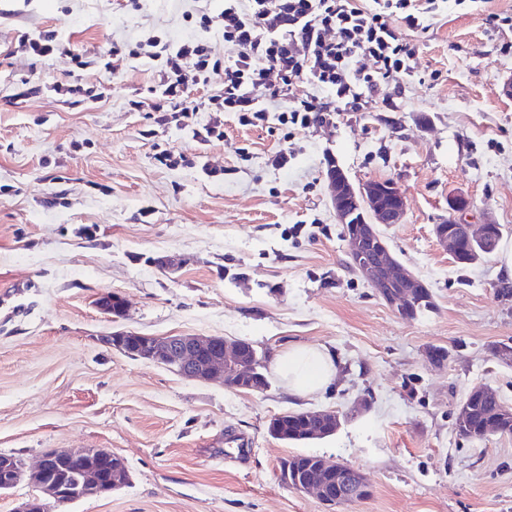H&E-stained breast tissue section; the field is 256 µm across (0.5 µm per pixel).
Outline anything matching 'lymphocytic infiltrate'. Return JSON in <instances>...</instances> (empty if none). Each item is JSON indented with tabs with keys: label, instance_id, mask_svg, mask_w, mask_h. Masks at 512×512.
Segmentation results:
<instances>
[{
	"label": "lymphocytic infiltrate",
	"instance_id": "1",
	"mask_svg": "<svg viewBox=\"0 0 512 512\" xmlns=\"http://www.w3.org/2000/svg\"><path fill=\"white\" fill-rule=\"evenodd\" d=\"M441 11L440 0H224L218 15L198 9L188 38L145 36L113 49L103 67L115 72L126 59L150 60L158 80L148 96L130 100L131 109L192 127L206 145L223 139V124L216 118L195 127L185 104L191 89L211 88L203 109L235 113L244 125L266 121L268 102L291 95L278 120L306 127L340 105L359 110L363 93L412 79L415 47L404 33L428 31ZM217 30L233 50L224 60L209 47ZM363 58L371 68L360 67ZM301 83L307 91L294 94Z\"/></svg>",
	"mask_w": 512,
	"mask_h": 512
}]
</instances>
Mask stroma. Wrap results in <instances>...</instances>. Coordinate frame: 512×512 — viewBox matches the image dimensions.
<instances>
[{
    "mask_svg": "<svg viewBox=\"0 0 512 512\" xmlns=\"http://www.w3.org/2000/svg\"><path fill=\"white\" fill-rule=\"evenodd\" d=\"M197 0H0V454L35 467L55 449L104 448L130 481L107 497L48 512H331L281 480L283 459L310 454L366 478L368 499L332 512H512V437L457 436L454 417L474 386L512 405V340L499 253L458 267L434 227L448 200L468 199L469 223L502 225L512 245V0L446 9L409 33L416 75L399 97L363 98L306 128L276 115L200 146L191 128L131 111L157 76L144 58L116 73L83 71L105 96L77 106L47 93L68 67L37 60L18 30L57 31L92 59L152 31L190 35ZM36 77L41 89L28 91ZM287 150L286 169L271 166ZM184 155L169 168L159 157ZM205 155L216 177L189 161ZM335 159L353 183L394 180L401 223L382 227L392 254L434 306L401 317L348 264L325 176ZM173 258L168 270L160 259ZM126 301L104 314L100 296ZM246 339L268 359L299 344L327 347L331 386L288 393L274 370L266 391L185 378L105 344L117 332ZM448 351L443 365L425 350ZM369 407H362V399ZM288 411H334L330 437L269 436Z\"/></svg>",
    "mask_w": 512,
    "mask_h": 512,
    "instance_id": "35a3bbf8",
    "label": "stroma"
}]
</instances>
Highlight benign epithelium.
Listing matches in <instances>:
<instances>
[{
    "label": "benign epithelium",
    "instance_id": "benign-epithelium-1",
    "mask_svg": "<svg viewBox=\"0 0 512 512\" xmlns=\"http://www.w3.org/2000/svg\"><path fill=\"white\" fill-rule=\"evenodd\" d=\"M326 178L332 187L331 205L338 223L342 224L347 246L354 251V265L360 276L383 298L397 307L407 319L416 317L418 297L423 283L408 272L391 255L378 225L400 223L406 208V198L390 179L371 180L358 185L351 182L335 162L328 164ZM469 202L463 197L448 200V218L436 226L435 236L448 255L457 264L472 265L476 252H491L501 236V227L493 222L478 228L467 223L463 215ZM117 348L138 359L173 366L186 378L209 381L220 380L233 390L263 391L255 384L258 379L259 358L253 344L245 339L226 340L222 336L200 338L192 335L142 336L134 332L117 335ZM86 450L61 449L45 453L32 477L40 494L22 502L15 512H46L45 499L57 504L67 500L100 497L104 493L99 472L92 466L75 471L69 483L61 484L51 474L67 462L68 457L85 455ZM349 473L356 480L361 474L354 468L336 462L325 463L318 477L299 487L301 492H313L329 508L346 503L351 492L336 493L330 487V468ZM26 477L23 463L13 457L0 456V490L17 486Z\"/></svg>",
    "mask_w": 512,
    "mask_h": 512
}]
</instances>
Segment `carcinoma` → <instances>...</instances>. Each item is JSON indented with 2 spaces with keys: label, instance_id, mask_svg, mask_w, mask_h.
<instances>
[{
  "label": "carcinoma",
  "instance_id": "obj_1",
  "mask_svg": "<svg viewBox=\"0 0 512 512\" xmlns=\"http://www.w3.org/2000/svg\"><path fill=\"white\" fill-rule=\"evenodd\" d=\"M312 416L309 411H291L271 425L286 443L320 440L330 436L321 431L312 433ZM456 433L466 440H482L490 434H512V406L505 403L491 388L474 387L466 395L455 416ZM322 463L314 455H297L282 462L283 481L292 488L304 484L313 474L315 466Z\"/></svg>",
  "mask_w": 512,
  "mask_h": 512
}]
</instances>
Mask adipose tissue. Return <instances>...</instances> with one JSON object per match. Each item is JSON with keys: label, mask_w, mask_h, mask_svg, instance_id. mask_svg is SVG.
<instances>
[{"label": "adipose tissue", "mask_w": 512, "mask_h": 512, "mask_svg": "<svg viewBox=\"0 0 512 512\" xmlns=\"http://www.w3.org/2000/svg\"><path fill=\"white\" fill-rule=\"evenodd\" d=\"M276 371L290 393L305 396L329 387L337 365L328 348L295 345L278 357Z\"/></svg>", "instance_id": "adipose-tissue-1"}]
</instances>
